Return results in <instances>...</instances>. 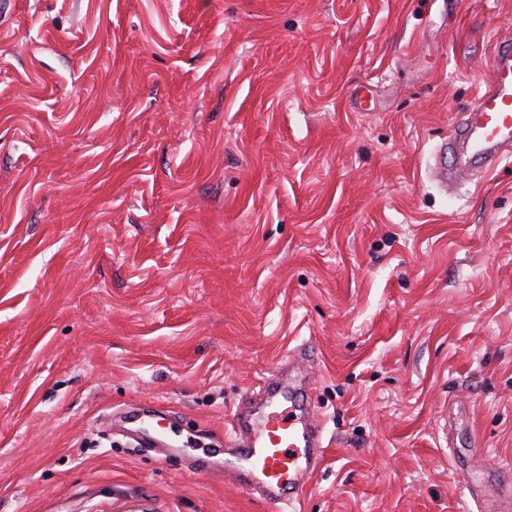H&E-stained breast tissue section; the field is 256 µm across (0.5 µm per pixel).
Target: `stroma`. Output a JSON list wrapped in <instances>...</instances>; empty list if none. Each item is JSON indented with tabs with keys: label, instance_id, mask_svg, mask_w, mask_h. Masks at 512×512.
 I'll return each mask as SVG.
<instances>
[{
	"label": "stroma",
	"instance_id": "obj_1",
	"mask_svg": "<svg viewBox=\"0 0 512 512\" xmlns=\"http://www.w3.org/2000/svg\"><path fill=\"white\" fill-rule=\"evenodd\" d=\"M512 0H0V512H501L512 156L428 176ZM308 344L294 506L215 475Z\"/></svg>",
	"mask_w": 512,
	"mask_h": 512
}]
</instances>
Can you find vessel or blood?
Listing matches in <instances>:
<instances>
[{"label":"vessel or blood","mask_w":512,"mask_h":512,"mask_svg":"<svg viewBox=\"0 0 512 512\" xmlns=\"http://www.w3.org/2000/svg\"><path fill=\"white\" fill-rule=\"evenodd\" d=\"M493 78L471 103L470 115L461 128L463 156L454 147H445L447 163L437 176L441 182L455 181L472 165L492 170L504 157L512 155V47L494 53ZM282 404L269 407L255 434L243 430L242 420H234L230 434L237 443L224 474L244 485L265 488L273 503H293L302 490L299 473L315 474L322 466L326 448L319 430L316 407L309 380L297 391H285Z\"/></svg>","instance_id":"vessel-or-blood-1"}]
</instances>
